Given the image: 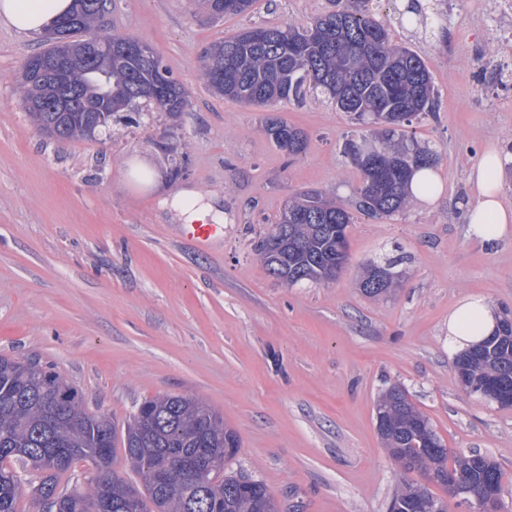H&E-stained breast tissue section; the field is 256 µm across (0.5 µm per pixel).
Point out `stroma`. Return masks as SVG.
<instances>
[{"mask_svg":"<svg viewBox=\"0 0 512 512\" xmlns=\"http://www.w3.org/2000/svg\"><path fill=\"white\" fill-rule=\"evenodd\" d=\"M486 0H421L439 26L401 24L405 0H374L394 42L429 67L435 117L411 130L429 143L444 183L434 201L390 217L357 209L358 168L342 153L356 120L326 97L276 108L212 93L200 57L253 26L304 25L327 0H255L213 19L193 0H112L111 32L145 41L188 90L186 112L144 101L111 132L80 141L40 135L19 101L23 61L39 37L0 23V356L61 372L90 411L124 427L146 399L197 397L240 437L228 468L262 480L280 512H387L419 481L392 462L375 403L403 387L449 456L478 452L503 473L512 512V407L465 393L448 354V316L469 295L512 311V236L482 244L464 220L470 174L490 144H512V17ZM301 129L296 157L266 136L269 118ZM190 188L226 221L201 241L166 197ZM351 211L349 259L336 280L288 286L253 245L303 191ZM398 257L401 286L372 298L364 260Z\"/></svg>","mask_w":512,"mask_h":512,"instance_id":"obj_1","label":"stroma"}]
</instances>
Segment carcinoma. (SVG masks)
Masks as SVG:
<instances>
[{"instance_id": "cac0c4a2", "label": "carcinoma", "mask_w": 512, "mask_h": 512, "mask_svg": "<svg viewBox=\"0 0 512 512\" xmlns=\"http://www.w3.org/2000/svg\"><path fill=\"white\" fill-rule=\"evenodd\" d=\"M370 0H330L327 11L302 28L254 26L240 30L201 57L202 75L210 90L229 100L272 107L305 92L331 99L338 110L355 116L370 129L346 140L344 154L354 159L361 147L376 146L387 167L384 179L364 164L359 209L371 216H392L411 200L414 173L436 165L438 154L418 142L409 127L413 120L435 112L436 92L429 68L409 47L393 42L388 29L367 8ZM254 0H212L202 4L220 19L251 11ZM108 0H74L71 12L57 25L74 42L98 46L94 56L80 52L55 55L48 34L44 48L21 65L20 102L37 130L59 140L91 138L108 126L116 112L132 110L143 100L177 114L189 105L185 87L174 80L160 57L131 51L141 40L112 34L102 28L100 14ZM402 16L416 27L428 17L415 3ZM120 46L130 48L122 63L106 70L98 58ZM62 72L75 97L65 104L47 90L33 72ZM65 111H58L59 106ZM265 132L274 145L295 157L307 137L288 122L272 119ZM309 209L307 220L285 219L259 240L254 250L269 273L293 286L303 281L334 280L348 261L342 250L352 223L350 212L317 191L290 200L288 209ZM379 261L364 266L361 291L377 297L393 293V275L382 287L373 286ZM456 371L468 394L489 387L512 392V318L482 343L456 358ZM131 416L122 438V452L136 480L113 468L116 427L104 414L89 411L83 396L58 371L44 367L34 373L17 358L0 356V512H24L23 496L48 500L45 512H279L278 504L258 479L243 484L244 475L226 471L238 453L237 433L203 401L179 394H161L143 401ZM378 431L395 463L420 473L425 483L403 485L393 497L390 512H448V499L429 485L443 488L453 477L467 497L460 503L483 512H499L504 491L497 464L479 453L448 461V448L430 419L399 386L388 388L375 404ZM191 448L208 450L211 465L202 474L186 471L181 456ZM80 463L87 464L81 472ZM166 487H156L159 473ZM83 484L76 494L61 486L62 479ZM208 496L197 497V485Z\"/></svg>"}]
</instances>
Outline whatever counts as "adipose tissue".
<instances>
[{
  "mask_svg": "<svg viewBox=\"0 0 512 512\" xmlns=\"http://www.w3.org/2000/svg\"><path fill=\"white\" fill-rule=\"evenodd\" d=\"M73 0H0V21L20 32H40L67 15ZM512 152L493 146L474 166L471 177L478 199L465 213V222L484 244L512 235V205L504 203L499 177ZM496 318L488 303L472 295L460 301L448 318V349L457 353L489 336Z\"/></svg>",
  "mask_w": 512,
  "mask_h": 512,
  "instance_id": "ef3b65f1",
  "label": "adipose tissue"
}]
</instances>
